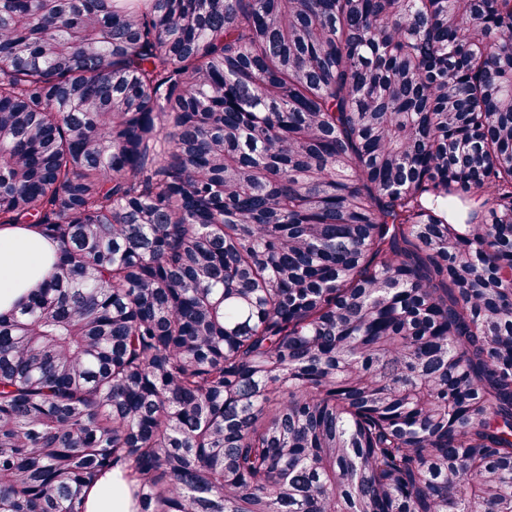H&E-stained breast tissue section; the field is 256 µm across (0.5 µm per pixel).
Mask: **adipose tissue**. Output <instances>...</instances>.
I'll return each instance as SVG.
<instances>
[{
  "mask_svg": "<svg viewBox=\"0 0 512 512\" xmlns=\"http://www.w3.org/2000/svg\"><path fill=\"white\" fill-rule=\"evenodd\" d=\"M57 250L37 229L0 226V313L11 311L50 271ZM85 512H131V499L117 470L86 490Z\"/></svg>",
  "mask_w": 512,
  "mask_h": 512,
  "instance_id": "obj_1",
  "label": "adipose tissue"
}]
</instances>
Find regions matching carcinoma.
I'll list each match as a JSON object with an SVG mask.
<instances>
[{"mask_svg": "<svg viewBox=\"0 0 512 512\" xmlns=\"http://www.w3.org/2000/svg\"><path fill=\"white\" fill-rule=\"evenodd\" d=\"M0 512H512V0H0ZM56 254V247L37 229L0 226V313L11 311L46 278ZM125 490L120 471L106 472L85 491L82 503L85 512H131V499Z\"/></svg>", "mask_w": 512, "mask_h": 512, "instance_id": "1", "label": "carcinoma"}]
</instances>
